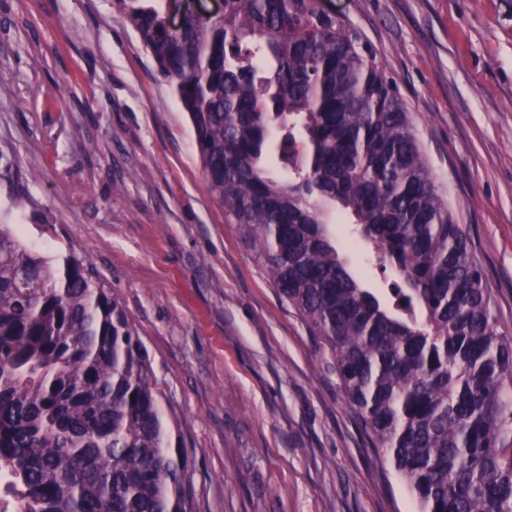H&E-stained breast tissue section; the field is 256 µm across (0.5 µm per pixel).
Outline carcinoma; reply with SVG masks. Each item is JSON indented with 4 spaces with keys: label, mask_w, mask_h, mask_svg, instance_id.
Listing matches in <instances>:
<instances>
[{
    "label": "carcinoma",
    "mask_w": 512,
    "mask_h": 512,
    "mask_svg": "<svg viewBox=\"0 0 512 512\" xmlns=\"http://www.w3.org/2000/svg\"><path fill=\"white\" fill-rule=\"evenodd\" d=\"M189 114L224 217L300 314L418 512H512V334L392 78L318 0H223L175 33L114 0ZM403 283L380 297L327 222ZM93 270L0 225V474L14 512H194L188 453Z\"/></svg>",
    "instance_id": "1"
}]
</instances>
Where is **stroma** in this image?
Listing matches in <instances>:
<instances>
[{
	"label": "stroma",
	"mask_w": 512,
	"mask_h": 512,
	"mask_svg": "<svg viewBox=\"0 0 512 512\" xmlns=\"http://www.w3.org/2000/svg\"><path fill=\"white\" fill-rule=\"evenodd\" d=\"M393 79L512 332V0H318ZM0 224L111 288L179 417L197 512H417L227 223L187 112L113 0H0ZM347 266L391 272L336 227Z\"/></svg>",
	"instance_id": "35a3bbf8"
}]
</instances>
